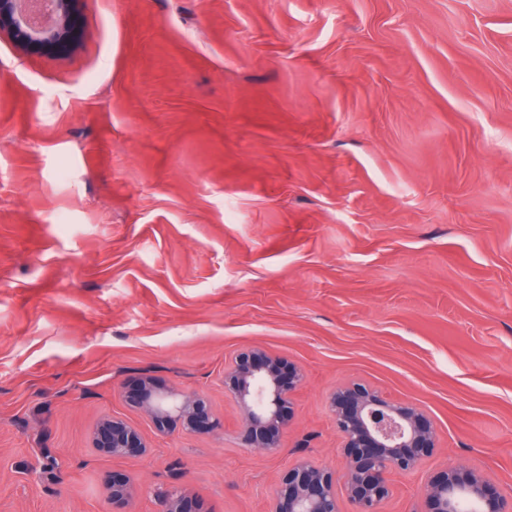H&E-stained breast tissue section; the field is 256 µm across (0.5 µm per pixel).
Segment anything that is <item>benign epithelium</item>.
I'll return each mask as SVG.
<instances>
[{
  "label": "benign epithelium",
  "mask_w": 512,
  "mask_h": 512,
  "mask_svg": "<svg viewBox=\"0 0 512 512\" xmlns=\"http://www.w3.org/2000/svg\"><path fill=\"white\" fill-rule=\"evenodd\" d=\"M74 3L54 0L56 21L37 29L24 18L21 0H0V32L8 31L30 51L64 54L80 38ZM302 381L298 365L253 350L240 351L224 364V390L249 407L243 423L245 447L267 453L278 450L279 433L292 415V393ZM127 399L150 416L160 431L177 423L188 433L210 432L217 426L206 401L196 393H160L146 380ZM330 406L342 439V470L336 472L304 458L297 460L274 490L267 512H340L339 485L354 505V512H380L392 492L388 474L416 470L436 446L432 424L419 407L407 401H387L364 382L337 388ZM92 448L125 458L147 452L139 430L116 417L97 423ZM135 488L134 475L112 476L108 483L112 512H126ZM461 496L475 505V512H512V496L498 492L483 474L464 473L451 464L428 477L425 512H456ZM161 512H187L186 493L177 488L163 495Z\"/></svg>",
  "instance_id": "benign-epithelium-1"
}]
</instances>
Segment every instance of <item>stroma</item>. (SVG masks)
<instances>
[{
    "label": "stroma",
    "instance_id": "obj_1",
    "mask_svg": "<svg viewBox=\"0 0 512 512\" xmlns=\"http://www.w3.org/2000/svg\"><path fill=\"white\" fill-rule=\"evenodd\" d=\"M77 44L0 33V512H265L339 468L336 386L430 418L381 512L446 464L512 494V0H78ZM301 367L276 453L224 364ZM206 397L163 433L139 381ZM149 452H96L103 417ZM136 488L133 474L112 475L108 483V498L112 502L113 512H129L124 510L129 504Z\"/></svg>",
    "mask_w": 512,
    "mask_h": 512
}]
</instances>
